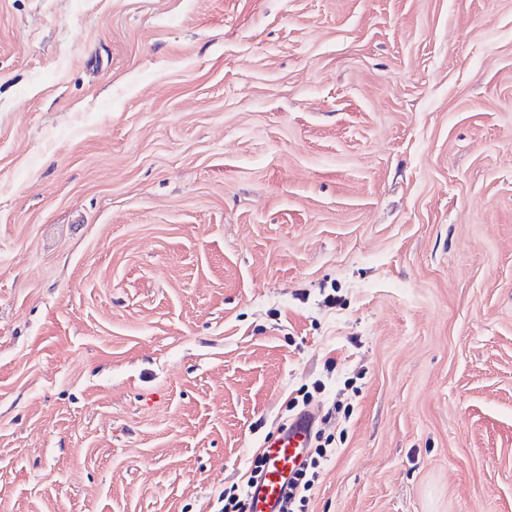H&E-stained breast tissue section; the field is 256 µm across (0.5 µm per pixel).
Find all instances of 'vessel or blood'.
<instances>
[{
  "label": "vessel or blood",
  "instance_id": "b4317fda",
  "mask_svg": "<svg viewBox=\"0 0 512 512\" xmlns=\"http://www.w3.org/2000/svg\"><path fill=\"white\" fill-rule=\"evenodd\" d=\"M316 420L314 411H306L264 440L261 445L265 459L263 480L249 491L252 512H281L283 490L309 446Z\"/></svg>",
  "mask_w": 512,
  "mask_h": 512
}]
</instances>
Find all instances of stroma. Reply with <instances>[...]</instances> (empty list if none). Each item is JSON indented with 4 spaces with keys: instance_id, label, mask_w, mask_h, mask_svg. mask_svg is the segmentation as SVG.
Masks as SVG:
<instances>
[{
    "instance_id": "obj_1",
    "label": "stroma",
    "mask_w": 512,
    "mask_h": 512,
    "mask_svg": "<svg viewBox=\"0 0 512 512\" xmlns=\"http://www.w3.org/2000/svg\"><path fill=\"white\" fill-rule=\"evenodd\" d=\"M512 512V0H0V512ZM316 420L317 414L307 410L264 440L261 445L265 458L263 480L249 491L252 512H281L283 490L309 446ZM329 442L330 439L327 437L323 444L320 443L311 448L310 453L296 473V477L289 485L282 512H306L309 493L318 480L322 464L332 455V448H327ZM263 467V459L258 456L255 466L252 469L245 485L239 488L237 485H231L228 489H224V505L221 510L224 512H249L248 510V490L249 487L260 477Z\"/></svg>"
}]
</instances>
